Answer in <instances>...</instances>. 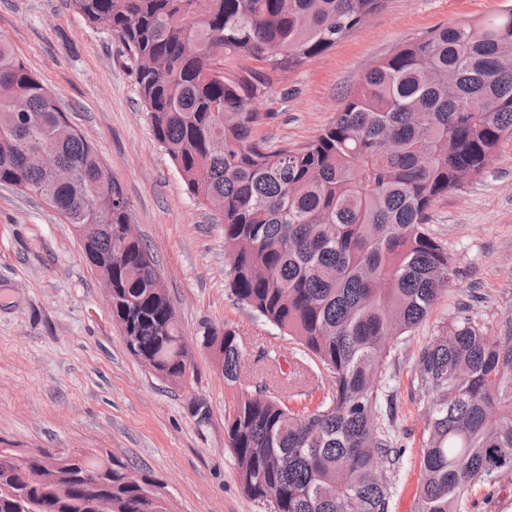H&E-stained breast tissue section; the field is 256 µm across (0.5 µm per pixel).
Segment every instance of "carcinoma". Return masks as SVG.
<instances>
[{"instance_id": "1", "label": "carcinoma", "mask_w": 512, "mask_h": 512, "mask_svg": "<svg viewBox=\"0 0 512 512\" xmlns=\"http://www.w3.org/2000/svg\"><path fill=\"white\" fill-rule=\"evenodd\" d=\"M129 49L153 136L188 192L224 203L237 302L289 335L330 391L294 410L263 384L238 390L236 332L201 336L223 356L237 480L269 512H389L399 462L378 403L400 337L455 286L426 229L434 202L480 176L512 139V8L439 26L375 62L335 120L300 149L254 135V100L332 48L386 0H71ZM260 64L224 79V57ZM0 184L41 198L112 266V313L128 350L173 385L188 345L151 250L126 239L130 203L53 95L0 39ZM426 391L419 512H469L470 495L512 472V323L500 335L460 316L414 356ZM0 466V512H168L156 478L93 448L40 471L38 448Z\"/></svg>"}]
</instances>
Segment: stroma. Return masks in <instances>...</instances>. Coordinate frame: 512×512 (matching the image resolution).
Listing matches in <instances>:
<instances>
[{
	"label": "stroma",
	"mask_w": 512,
	"mask_h": 512,
	"mask_svg": "<svg viewBox=\"0 0 512 512\" xmlns=\"http://www.w3.org/2000/svg\"><path fill=\"white\" fill-rule=\"evenodd\" d=\"M512 0H387L363 27L302 69L276 79L256 103L255 134L271 149L314 140L343 97L396 47L438 26L491 18ZM0 38L52 93L70 123L121 184L132 221L154 259L188 342L194 375L179 386L132 356L80 241L42 199L0 185V441L17 448H106L150 471L174 512H268L248 498L225 441L231 400L199 342L205 325L236 331L242 385L277 390L275 351L297 378L285 394L315 407L329 378L301 364L298 347L227 287L219 213L188 192L155 141L124 44L90 25L70 0H0ZM427 227L457 269L455 290L393 349L381 383L392 398L401 456L389 512H417L426 397L413 356L460 314L495 336L512 322V139L480 177L438 200ZM208 407L198 416L197 402Z\"/></svg>",
	"instance_id": "35a3bbf8"
}]
</instances>
